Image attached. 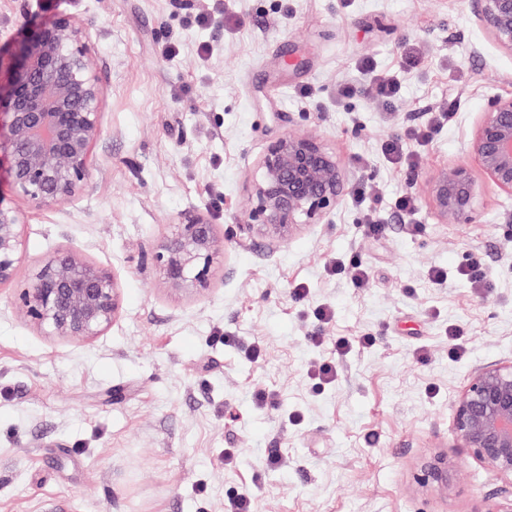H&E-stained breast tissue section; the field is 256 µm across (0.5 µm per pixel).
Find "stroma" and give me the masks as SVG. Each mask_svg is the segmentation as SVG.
<instances>
[{"mask_svg": "<svg viewBox=\"0 0 512 512\" xmlns=\"http://www.w3.org/2000/svg\"><path fill=\"white\" fill-rule=\"evenodd\" d=\"M61 13L88 27L105 131L86 190L58 207L27 205L0 173L25 234L0 287V512H224L243 490L254 512H482L504 481L460 448L453 405L472 371L512 360V196L480 179L477 220L459 226L426 190L468 160L487 97L512 92V54L469 0H0V67ZM363 57L399 78L395 108L341 94ZM313 129L373 187L380 231L343 199L279 248L231 241L207 293L166 288L148 253L171 224L199 210L230 234L267 145ZM392 139L411 165L384 158ZM67 247L122 283L115 323L81 343L16 308L31 269ZM338 261L361 263L367 283ZM323 304L334 314L319 321ZM340 338L354 346L318 390L314 367ZM435 452L460 463L445 495L416 480Z\"/></svg>", "mask_w": 512, "mask_h": 512, "instance_id": "1", "label": "stroma"}]
</instances>
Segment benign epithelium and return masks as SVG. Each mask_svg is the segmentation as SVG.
Wrapping results in <instances>:
<instances>
[{
    "label": "benign epithelium",
    "instance_id": "7a95c632",
    "mask_svg": "<svg viewBox=\"0 0 512 512\" xmlns=\"http://www.w3.org/2000/svg\"><path fill=\"white\" fill-rule=\"evenodd\" d=\"M471 4L497 46L512 54V0ZM103 99L80 20L60 15L26 31L15 46L8 80L0 82V149L7 150L17 197L50 209L85 190L93 148L104 134ZM468 153L488 180L512 195V93L487 97ZM346 187L336 155L319 135L284 134L259 160L237 228L279 246L303 226L327 223ZM427 189L440 220L471 223L478 182L466 162L435 172ZM23 255L18 212L0 203V286L14 281ZM223 256L224 237L209 215L189 211L172 225L152 259L169 288L200 294L209 290ZM19 299L45 335L80 343L114 323L121 283L113 270L65 248L34 267ZM453 430L471 457L505 481L485 512H512V360L472 372L454 404ZM456 470L454 457L435 453L421 465V482L446 494Z\"/></svg>",
    "mask_w": 512,
    "mask_h": 512
}]
</instances>
